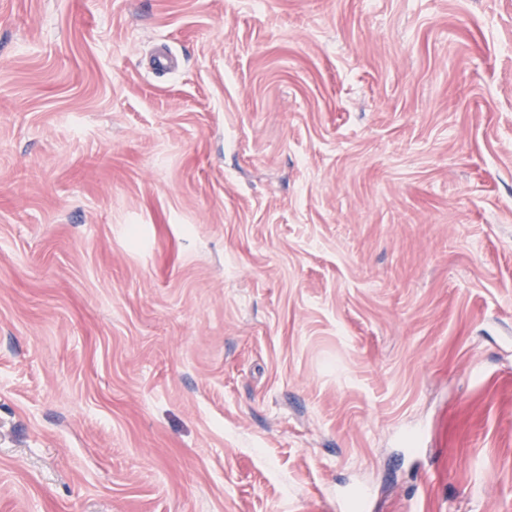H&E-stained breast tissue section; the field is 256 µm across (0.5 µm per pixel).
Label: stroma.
<instances>
[{
	"mask_svg": "<svg viewBox=\"0 0 512 512\" xmlns=\"http://www.w3.org/2000/svg\"><path fill=\"white\" fill-rule=\"evenodd\" d=\"M512 512V0H0V512Z\"/></svg>",
	"mask_w": 512,
	"mask_h": 512,
	"instance_id": "35a3bbf8",
	"label": "stroma"
}]
</instances>
